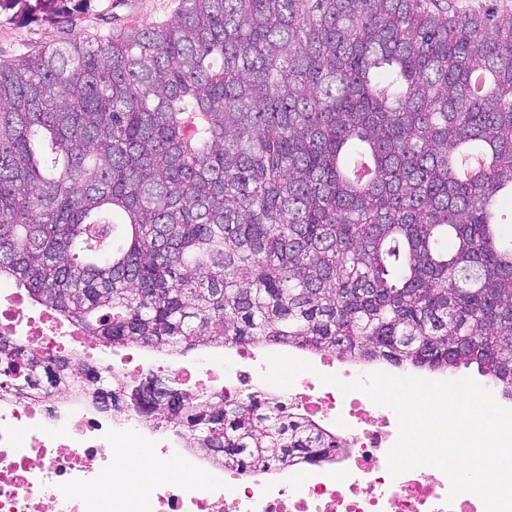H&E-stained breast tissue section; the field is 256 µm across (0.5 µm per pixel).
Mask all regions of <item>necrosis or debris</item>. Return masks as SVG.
<instances>
[{"label":"necrosis or debris","mask_w":512,"mask_h":512,"mask_svg":"<svg viewBox=\"0 0 512 512\" xmlns=\"http://www.w3.org/2000/svg\"><path fill=\"white\" fill-rule=\"evenodd\" d=\"M77 333L50 307L31 310L12 294L0 304V334L33 353L58 356L62 337ZM272 359L262 347L188 364L172 357H121L108 369L112 390L125 405L109 412L91 387L50 403L26 394L0 396V512H38L37 502L44 497L52 500L55 512H485L475 494L450 496V481L438 468L390 475L388 453L399 433L396 413L363 392L340 389L371 373V364L304 352L292 360L298 379L282 388L266 377ZM159 370L217 400L252 397L279 403L335 435L343 450L315 465L292 462L276 471L223 468L191 447L178 429L146 422L138 413L134 393ZM332 373L338 385L323 383V376ZM130 449L159 463L181 459L195 477L187 482L161 477L126 499H115L101 473L118 451Z\"/></svg>","instance_id":"obj_1"}]
</instances>
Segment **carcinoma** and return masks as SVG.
<instances>
[{
	"instance_id": "1",
	"label": "carcinoma",
	"mask_w": 512,
	"mask_h": 512,
	"mask_svg": "<svg viewBox=\"0 0 512 512\" xmlns=\"http://www.w3.org/2000/svg\"><path fill=\"white\" fill-rule=\"evenodd\" d=\"M66 0H0L59 17ZM512 10L181 0L172 20L0 64V280L112 348H296L512 394ZM0 391L86 360L0 335ZM224 467L316 463L312 421L143 386Z\"/></svg>"
}]
</instances>
